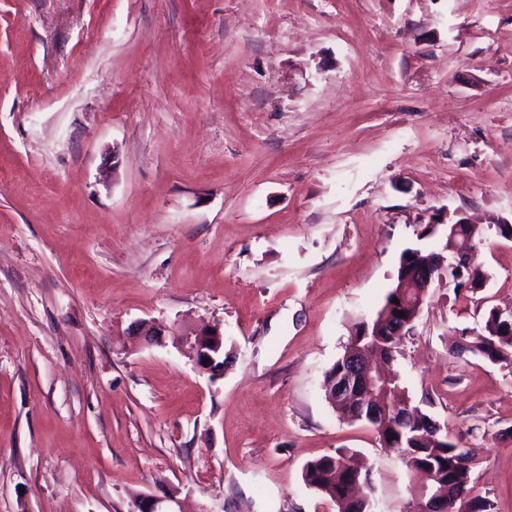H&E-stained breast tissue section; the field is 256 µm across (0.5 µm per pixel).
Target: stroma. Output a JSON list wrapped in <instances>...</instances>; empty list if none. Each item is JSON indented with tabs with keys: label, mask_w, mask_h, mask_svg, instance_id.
Returning <instances> with one entry per match:
<instances>
[{
	"label": "stroma",
	"mask_w": 512,
	"mask_h": 512,
	"mask_svg": "<svg viewBox=\"0 0 512 512\" xmlns=\"http://www.w3.org/2000/svg\"><path fill=\"white\" fill-rule=\"evenodd\" d=\"M485 239L395 354L512 512V365L456 356L512 310V0H0V512H336L342 448L375 512L419 477L323 389L422 225ZM218 326L201 372L171 341ZM127 330V336L140 338L152 344H162L166 336L163 325L155 321L139 320L131 324ZM343 455L340 450L336 456L324 455L308 461L303 468V480L305 484L315 492L330 498L337 507V512H372L373 504L370 498L363 494L362 500L352 502L351 493L362 488L371 489V475L368 471L357 468L345 469L339 466ZM355 507L356 510H352ZM136 512H184L181 501L173 491L163 495L147 494L133 503Z\"/></svg>",
	"instance_id": "1"
}]
</instances>
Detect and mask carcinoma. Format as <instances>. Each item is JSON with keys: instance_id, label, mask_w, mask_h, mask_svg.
<instances>
[{"instance_id": "1", "label": "carcinoma", "mask_w": 512, "mask_h": 512, "mask_svg": "<svg viewBox=\"0 0 512 512\" xmlns=\"http://www.w3.org/2000/svg\"><path fill=\"white\" fill-rule=\"evenodd\" d=\"M451 275L458 280V286L453 288L456 295L461 292V286L469 283L470 290L474 291L482 281L481 275L476 272L461 274L453 270ZM418 301L416 289L403 288L401 283H396L387 293L376 317L370 322L361 323L351 336L342 357L327 370L325 384L339 377L352 356L370 354L379 357L384 365L390 363L400 337L386 332L382 317L386 313L392 316L400 311L408 317L412 314V306ZM456 349L459 353L479 355L492 364L512 365V314L490 310L481 331L460 336ZM384 374L389 390L383 395L377 394V400L385 404V416L370 417L366 400L361 397L337 404L339 416L350 421L365 420L374 425L383 446L396 449L406 466L420 470L428 478V483L442 492L443 499L452 501L463 494L470 498L466 512H491V508L486 506L488 499L474 493V487L470 486L471 458L468 451L462 448L461 439L437 429L432 418L415 405L410 406L403 418L393 415V404L401 401L395 395L398 376L388 369L384 370ZM342 458L343 455L338 452L334 456L324 455L307 462L302 474L305 484L330 498L336 504L337 512H372L373 504L366 495L355 504L350 502L351 493L360 487H371L370 473L352 467L341 470L339 463Z\"/></svg>"}]
</instances>
